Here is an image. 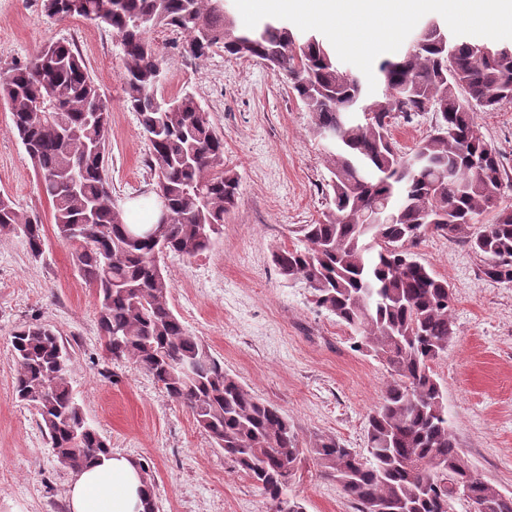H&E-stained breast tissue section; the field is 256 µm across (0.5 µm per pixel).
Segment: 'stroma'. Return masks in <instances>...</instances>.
<instances>
[{
	"instance_id": "obj_1",
	"label": "stroma",
	"mask_w": 512,
	"mask_h": 512,
	"mask_svg": "<svg viewBox=\"0 0 512 512\" xmlns=\"http://www.w3.org/2000/svg\"><path fill=\"white\" fill-rule=\"evenodd\" d=\"M151 38L165 70L158 96L193 93L224 137L225 166L239 177L236 205L214 244L192 258L164 259L173 312L246 389L288 415L302 442L323 434L364 450L387 369L353 348L349 329L316 306L304 282L284 280L272 262L273 252L295 242L296 227L316 223L326 204L327 163L308 112L288 80L259 59L218 50L188 62L181 35L160 27ZM58 40L79 50L111 107L114 195L141 194L152 180L149 146L123 103L120 47L111 29L82 18L55 21L42 0H0V72ZM474 120L512 175V101ZM0 194L46 234L37 260L20 238L0 236V512H71L74 473L56 461L39 415L13 389L11 336L35 321L68 344L67 378L87 421L113 452L132 456L150 475L155 512H271L261 490L189 410L145 369L106 352L95 296L70 265L71 246L54 232L52 206L1 102ZM469 235L466 229L450 239L429 234L414 248L455 298L457 334L433 369L459 448L485 479L512 494V282L484 275ZM290 494L304 512H353L308 453Z\"/></svg>"
}]
</instances>
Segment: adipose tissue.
I'll return each mask as SVG.
<instances>
[{
  "label": "adipose tissue",
  "mask_w": 512,
  "mask_h": 512,
  "mask_svg": "<svg viewBox=\"0 0 512 512\" xmlns=\"http://www.w3.org/2000/svg\"><path fill=\"white\" fill-rule=\"evenodd\" d=\"M67 494L72 512H143L148 487L134 460L113 453L76 471Z\"/></svg>",
  "instance_id": "1"
}]
</instances>
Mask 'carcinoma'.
<instances>
[{"label": "carcinoma", "instance_id": "obj_1", "mask_svg": "<svg viewBox=\"0 0 512 512\" xmlns=\"http://www.w3.org/2000/svg\"><path fill=\"white\" fill-rule=\"evenodd\" d=\"M43 7L58 20L103 23L118 38L124 102L149 142L154 173L142 208L157 197L170 213L159 242L149 235L152 225L127 223L108 175L110 108L72 44L53 42L0 74V100L52 205L55 234L72 244V269L95 293L112 359L143 367L190 410L274 512L301 508L287 500L288 484L306 451L357 512H452L460 490L488 512H512V495L469 464L449 429L432 364L456 336L453 292L412 252L429 232L453 236L477 224L469 243L485 258V274L512 282V207L501 205L512 185L474 122L475 112L512 99V46L451 38L428 19L412 50L380 62L384 90L373 97L317 36L276 20L239 32L226 0H44ZM156 27L184 37L187 59L221 49L265 61L288 79L324 142L330 206L318 223L299 225L297 242L276 251L273 262L284 279L313 290L357 349L387 366L364 453L326 435L302 448L288 416L224 370L169 307L164 256L191 258L209 248L236 203L239 180L224 168V138L196 97L158 99L164 69L148 38ZM421 112L435 113V126L404 151L392 120ZM15 234L31 256L43 254L44 225L0 196V235ZM11 343L15 393L37 410L58 463L76 471L112 451L68 384L70 356L55 331L30 322Z\"/></svg>", "mask_w": 512, "mask_h": 512}]
</instances>
